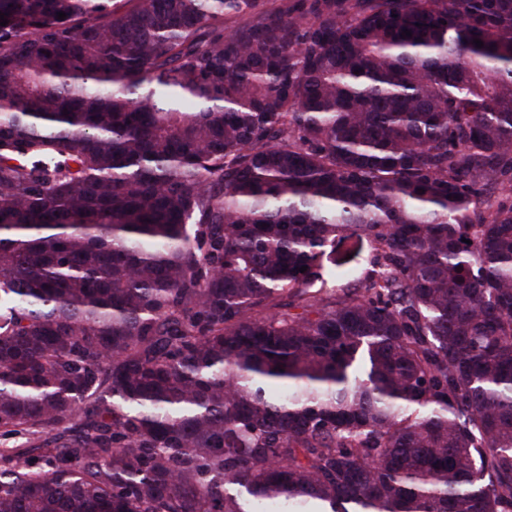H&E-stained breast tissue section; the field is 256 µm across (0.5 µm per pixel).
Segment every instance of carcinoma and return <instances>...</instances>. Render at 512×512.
I'll return each instance as SVG.
<instances>
[{
	"label": "carcinoma",
	"instance_id": "cac0c4a2",
	"mask_svg": "<svg viewBox=\"0 0 512 512\" xmlns=\"http://www.w3.org/2000/svg\"><path fill=\"white\" fill-rule=\"evenodd\" d=\"M0 12V512H512V0Z\"/></svg>",
	"mask_w": 512,
	"mask_h": 512
}]
</instances>
